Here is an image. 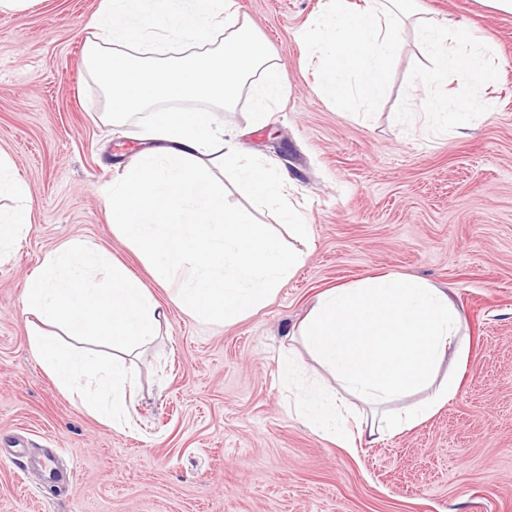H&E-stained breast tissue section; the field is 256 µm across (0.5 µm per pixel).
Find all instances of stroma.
<instances>
[{
  "label": "stroma",
  "mask_w": 512,
  "mask_h": 512,
  "mask_svg": "<svg viewBox=\"0 0 512 512\" xmlns=\"http://www.w3.org/2000/svg\"><path fill=\"white\" fill-rule=\"evenodd\" d=\"M100 3L0 11V153L34 202L29 233L0 258V452L25 450L0 464V512H512V15L479 0H416L426 16L472 21L496 50L498 78L479 91L487 112L435 134L405 119L421 109L409 74L428 61L414 39L367 119L321 92L299 39L325 0H235L284 90L263 120L246 93L216 117L240 152L277 168L310 233L251 208L306 260L266 307L224 325L176 308L104 211L103 189L149 143L136 122L101 119L108 102L85 56ZM75 239L127 266L165 312L136 360L125 429L76 404L29 346L23 284ZM383 274L448 289L470 351L446 358L458 390L434 415L344 447L292 415L278 365L290 355L306 378H325L291 332L319 294ZM46 450L62 482L33 467Z\"/></svg>",
  "instance_id": "35a3bbf8"
}]
</instances>
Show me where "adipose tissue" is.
Masks as SVG:
<instances>
[{
    "label": "adipose tissue",
    "instance_id": "adipose-tissue-1",
    "mask_svg": "<svg viewBox=\"0 0 512 512\" xmlns=\"http://www.w3.org/2000/svg\"><path fill=\"white\" fill-rule=\"evenodd\" d=\"M87 44L89 64L109 100L106 118L171 100L230 106L245 85L255 87L256 118L280 91V66L247 20L224 17V0H102ZM181 54L171 65H139L135 52ZM18 206L0 211V257L29 230L32 204L26 184L0 156V196ZM22 307L44 325L81 336V347L35 330L30 347L55 384L80 406L116 428L130 416L135 375L129 356L151 344L162 325L149 288L103 249L69 241L46 254L23 289ZM302 345L336 381L339 394L316 386L302 390L296 414L329 429L338 441L352 436L379 440L430 417L457 392L454 377H440L448 352L466 359L468 340L447 290L399 275L369 276L319 295L296 331ZM112 345L102 359L95 345ZM365 404L368 415L349 425L342 394ZM416 396L412 406L399 402Z\"/></svg>",
    "mask_w": 512,
    "mask_h": 512
}]
</instances>
